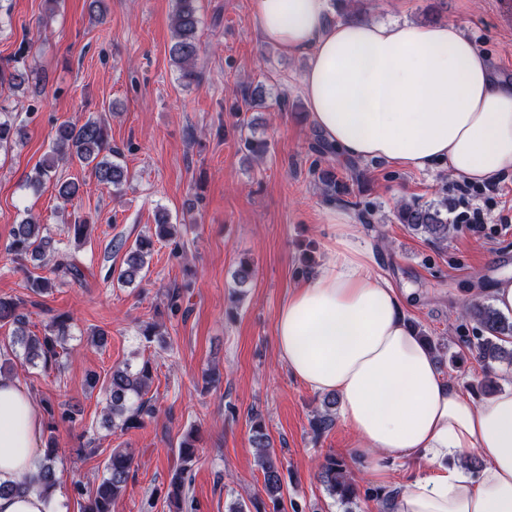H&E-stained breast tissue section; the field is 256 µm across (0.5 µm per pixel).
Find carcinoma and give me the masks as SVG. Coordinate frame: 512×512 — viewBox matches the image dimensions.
<instances>
[{
	"label": "carcinoma",
	"mask_w": 512,
	"mask_h": 512,
	"mask_svg": "<svg viewBox=\"0 0 512 512\" xmlns=\"http://www.w3.org/2000/svg\"><path fill=\"white\" fill-rule=\"evenodd\" d=\"M172 28L175 42L170 47V59L178 72V80L185 88L200 82L198 70L200 45L198 39L197 0H173ZM21 133V125L16 118H0V149L6 148ZM121 152L112 146L107 128L97 119H89L79 125L72 122L59 124L54 132L51 148L45 158L33 168L27 182L32 187H40L56 175L62 164L77 163L90 169L99 185L117 192L128 179L127 168L118 162ZM58 197L69 202L78 192L79 185L73 179L56 180ZM441 207L423 206L418 203L403 204L398 210V220L424 240L434 245H444L453 225ZM174 225L168 223V216L162 215L160 224L155 227V236H139L131 244L121 238L112 241L114 252H123V260L117 272L116 282L120 287H129L141 282L149 271L153 252V239L168 240L174 236ZM11 261L20 267L32 263L37 266L52 261L51 273L57 278L81 280L83 272L75 257L58 246L45 225L29 218L16 225L7 247ZM21 299L0 298V324L13 326L11 354L20 357L25 363L44 372L58 371L63 366V358L69 355L67 342L72 336L71 318L66 315L50 317L45 333L31 334L26 329V315L21 311ZM466 316L481 327V332L473 336L461 337L463 345L472 350L481 360H496L508 355L503 345L512 336V321L493 306L474 303L466 308ZM86 383L95 388L102 385L106 393L107 405L102 417V425L122 432L140 428L145 419L155 414L154 397L150 396L152 365L148 360L134 365L124 361L112 367L109 377L100 381L99 375L88 373ZM46 416L45 430L48 437L39 472L34 478L22 482L0 483V496L22 489L33 488L40 493H48L57 487L55 459L58 448L52 432L59 422L74 423L82 416V411L69 403L53 406L49 402L41 404ZM336 398L328 395L320 408L314 411L309 420L312 433L321 436L335 424ZM251 441L257 448V464L263 475L266 496L273 503V512H285L284 469L277 456L268 433L261 421L252 419ZM195 432H189L179 443L178 463L170 480L167 499L169 512H187L191 507L190 486L192 468L196 461ZM133 464L131 452L115 448L104 467V475L95 489L90 490L75 483L77 495L84 499L82 512H112V506L126 491ZM319 477L328 494L342 504L356 502L358 489L344 460L327 455L319 463Z\"/></svg>",
	"instance_id": "obj_1"
}]
</instances>
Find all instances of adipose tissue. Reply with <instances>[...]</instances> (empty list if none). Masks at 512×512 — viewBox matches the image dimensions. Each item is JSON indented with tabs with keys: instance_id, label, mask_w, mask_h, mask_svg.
<instances>
[{
	"instance_id": "ef3b65f1",
	"label": "adipose tissue",
	"mask_w": 512,
	"mask_h": 512,
	"mask_svg": "<svg viewBox=\"0 0 512 512\" xmlns=\"http://www.w3.org/2000/svg\"><path fill=\"white\" fill-rule=\"evenodd\" d=\"M253 2L265 41L308 54L303 96L341 156L416 171L444 162L478 184L512 173V82L462 23L334 21L328 0ZM330 221L328 259L276 317L289 372L339 395L354 465L370 479L387 482L390 457L418 464L395 512H512V387L479 401L445 377L357 225L340 211ZM41 430L27 387L0 377V482L37 473Z\"/></svg>"
}]
</instances>
